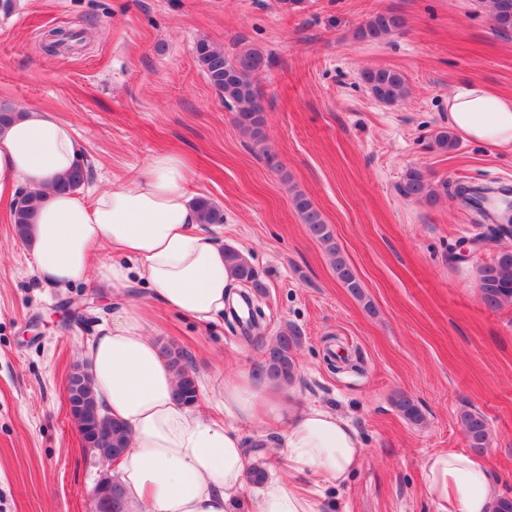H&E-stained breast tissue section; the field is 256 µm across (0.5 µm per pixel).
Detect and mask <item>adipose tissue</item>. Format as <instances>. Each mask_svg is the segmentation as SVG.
<instances>
[{"label": "adipose tissue", "instance_id": "adipose-tissue-1", "mask_svg": "<svg viewBox=\"0 0 512 512\" xmlns=\"http://www.w3.org/2000/svg\"><path fill=\"white\" fill-rule=\"evenodd\" d=\"M448 122L469 141L512 148L510 96L459 86L448 97ZM77 156L74 128L38 108H24L0 128V193L25 187L45 194L29 236L39 279L64 288L91 272L116 291L142 283L164 306L200 322L222 313L235 280L223 249L199 228L183 160L157 154L136 177L88 203L53 190ZM102 247L111 259L96 260ZM81 356L104 413L130 431L117 471L136 512H236L243 475L255 462L244 423L282 425L275 461L289 475L339 487L360 466L364 443L348 420L323 407L290 413L287 391L249 370L218 383L223 420L177 404L174 372L137 306L121 308ZM423 470L436 512H491L495 493L484 459L437 452L424 458ZM317 497L279 478L256 495L252 512H319Z\"/></svg>", "mask_w": 512, "mask_h": 512}]
</instances>
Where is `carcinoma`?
I'll return each mask as SVG.
<instances>
[{
    "label": "carcinoma",
    "instance_id": "1",
    "mask_svg": "<svg viewBox=\"0 0 512 512\" xmlns=\"http://www.w3.org/2000/svg\"><path fill=\"white\" fill-rule=\"evenodd\" d=\"M490 14L494 18V31L499 34L512 32V0H486ZM407 31L405 16L397 10L387 8L372 14L355 32L361 40L377 41L390 36L402 35ZM199 66L206 73L211 85L224 96V104L233 112V122L242 130L249 132L254 140H263L264 117L259 103L260 92L254 78L266 66L268 58L262 50L244 45L228 55L224 49L201 40L196 46ZM360 79L370 95L378 102L392 105L409 94L406 75L393 68L371 67L360 72ZM457 139L448 129L436 131L428 142L432 151L447 153L456 149ZM88 177L87 170L81 164L64 177L59 188L75 192L81 188ZM402 197L433 205L442 196L448 195V181H433L425 172L417 168L405 171L398 187ZM293 203L311 235L317 239L334 258L336 276L341 284L355 297H364L362 285L354 270L347 264L333 242L328 225L314 207L312 201L301 193L294 195ZM198 208L200 223H224V211L206 197L193 201ZM40 205V197L26 193L23 205L12 209V223L19 237L27 238ZM224 262L228 264L237 281L249 288L248 295L253 298L266 294V284L246 256L237 248L224 247ZM478 288L484 305L492 310L512 301V250H502L492 262L482 265L477 271ZM301 336L288 329L276 336L264 349L262 374L270 381L282 386L294 382L297 375L295 350ZM167 358L179 376L175 389V400L185 406L197 401L198 389L194 374L188 372L182 364L180 351H168ZM68 399L71 413L80 424L84 437L89 441L91 451L100 457L112 461L128 450V433L122 423L103 413L99 405L89 373L75 366L68 378ZM393 404L408 421L419 424L423 415L414 401L403 393L395 395ZM469 448L481 453L488 444V425L479 413L466 411L460 415Z\"/></svg>",
    "mask_w": 512,
    "mask_h": 512
}]
</instances>
